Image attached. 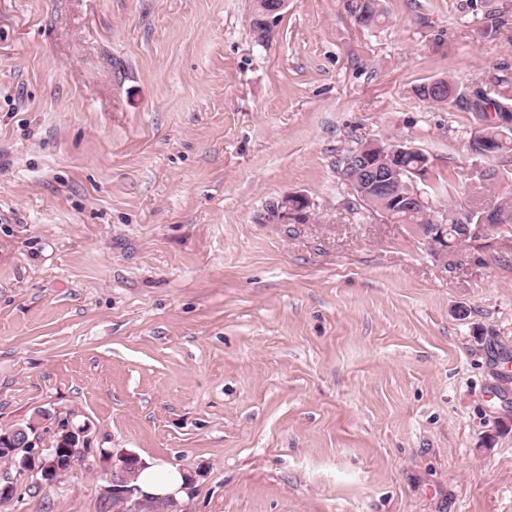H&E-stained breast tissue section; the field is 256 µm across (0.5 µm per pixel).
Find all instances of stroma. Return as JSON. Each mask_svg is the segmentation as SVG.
<instances>
[{
    "label": "stroma",
    "instance_id": "obj_1",
    "mask_svg": "<svg viewBox=\"0 0 512 512\" xmlns=\"http://www.w3.org/2000/svg\"><path fill=\"white\" fill-rule=\"evenodd\" d=\"M253 4L0 0V426L89 428L0 512H101L125 450L191 473L183 512H512V224L441 260L336 174L400 139L465 200L512 0H288L262 41ZM381 0H344V9L354 22L365 28L380 27L385 20ZM436 82L442 83L443 87L446 86V89L440 88L438 90H428L429 84ZM416 93L422 100L436 104L452 105L453 103H456V100L459 98V95H456V91L452 89L448 81L444 80H434L432 82L420 85L416 89ZM40 411H41V409H35L32 416H30V418L24 423H18V424L10 426L8 428H0V435L13 434L14 437L27 436L28 439L31 438L32 434L35 433V428L32 424L35 421L34 416H35V414L40 415ZM41 414H42V417H41L40 426L48 424L50 421H54V429H55V427H56L55 416H51L50 412H48V411H41Z\"/></svg>",
    "mask_w": 512,
    "mask_h": 512
}]
</instances>
